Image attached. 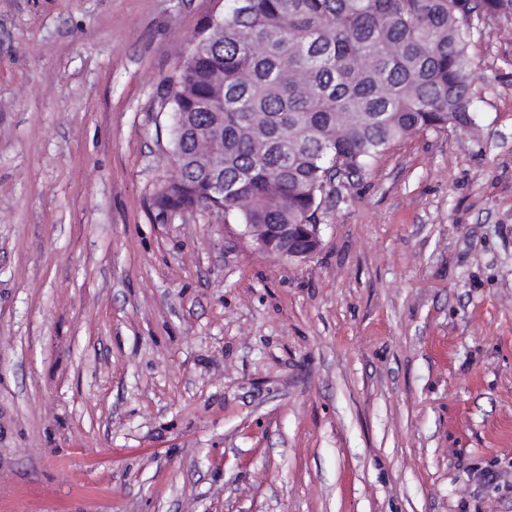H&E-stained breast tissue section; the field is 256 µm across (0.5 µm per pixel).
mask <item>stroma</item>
<instances>
[{"label": "stroma", "mask_w": 512, "mask_h": 512, "mask_svg": "<svg viewBox=\"0 0 512 512\" xmlns=\"http://www.w3.org/2000/svg\"><path fill=\"white\" fill-rule=\"evenodd\" d=\"M224 0H0V512H512V33L319 250L154 205Z\"/></svg>", "instance_id": "obj_1"}]
</instances>
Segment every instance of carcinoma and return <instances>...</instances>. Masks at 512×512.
I'll list each match as a JSON object with an SVG mask.
<instances>
[{
	"label": "carcinoma",
	"instance_id": "cac0c4a2",
	"mask_svg": "<svg viewBox=\"0 0 512 512\" xmlns=\"http://www.w3.org/2000/svg\"><path fill=\"white\" fill-rule=\"evenodd\" d=\"M512 26V0H227L166 86L179 180L162 213L310 224L337 184L393 143L477 125L472 20ZM224 126V166L200 164Z\"/></svg>",
	"mask_w": 512,
	"mask_h": 512
}]
</instances>
